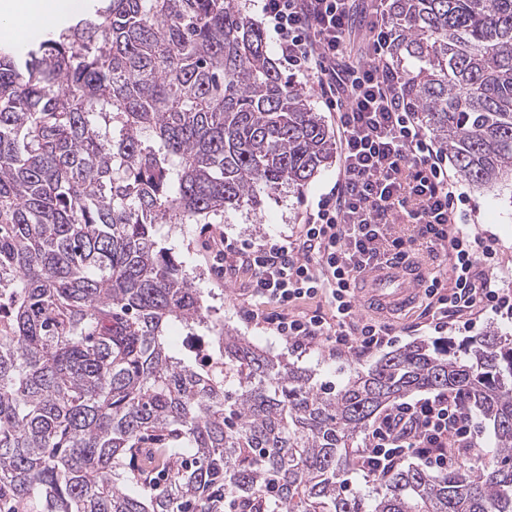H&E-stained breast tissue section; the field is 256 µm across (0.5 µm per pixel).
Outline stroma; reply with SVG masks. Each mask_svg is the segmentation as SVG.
<instances>
[{
	"label": "stroma",
	"instance_id": "obj_1",
	"mask_svg": "<svg viewBox=\"0 0 512 512\" xmlns=\"http://www.w3.org/2000/svg\"><path fill=\"white\" fill-rule=\"evenodd\" d=\"M337 167V160H330L303 188L284 187L267 198L259 210L243 207L213 218L207 224H166L160 229L162 236L173 245L176 260L201 288L213 320L271 353L284 355L295 365L313 371L316 384L336 387L341 386L353 370H365L374 365L377 354H335L319 344L298 353L275 330L247 321L244 312L254 303L249 292V276L244 272L226 274L216 268L213 239L222 234L260 243L297 234L301 215L306 208L316 205L320 195L334 184ZM460 189L476 208L470 226L472 233L485 238L497 252L493 278L512 289V187L475 188L464 182ZM427 303V298L423 297L403 314L384 317V324L394 332L393 347L419 341L429 343L441 334L457 342L466 339L469 333L488 330L512 336V319L490 312L480 315L473 331L461 330L457 322L452 321L444 333H437L429 323Z\"/></svg>",
	"mask_w": 512,
	"mask_h": 512
}]
</instances>
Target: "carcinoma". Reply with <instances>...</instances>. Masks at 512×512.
<instances>
[{
    "label": "carcinoma",
    "mask_w": 512,
    "mask_h": 512,
    "mask_svg": "<svg viewBox=\"0 0 512 512\" xmlns=\"http://www.w3.org/2000/svg\"><path fill=\"white\" fill-rule=\"evenodd\" d=\"M0 46V503L11 512H512V339L415 343L337 391L224 330L158 241L304 187L328 129L232 0H90ZM408 98L458 175L512 183V0H392ZM178 323L204 339L176 352ZM423 390L463 396L490 459L353 444ZM162 468L165 483L146 475Z\"/></svg>",
    "instance_id": "cac0c4a2"
}]
</instances>
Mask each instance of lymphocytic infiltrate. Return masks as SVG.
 <instances>
[{
	"label": "lymphocytic infiltrate",
	"mask_w": 512,
	"mask_h": 512,
	"mask_svg": "<svg viewBox=\"0 0 512 512\" xmlns=\"http://www.w3.org/2000/svg\"><path fill=\"white\" fill-rule=\"evenodd\" d=\"M260 8L287 70L311 80L333 112L339 158L334 185L306 209L297 237L262 244L220 237L217 263L251 274L256 305L246 319L300 350L319 343L370 353L389 344V326L357 317L355 289L377 266L405 259L403 238L389 232L397 217L416 226L429 254L449 260L447 278L423 283L435 331L451 314L466 330L471 312L512 315V290L479 274L494 269L496 253L468 231L466 196L406 96L389 0H260ZM317 298L327 313L295 312ZM475 445L462 397L440 392L394 404L376 420L361 469L413 458L442 472L456 464L455 449Z\"/></svg>",
	"instance_id": "obj_1"
}]
</instances>
